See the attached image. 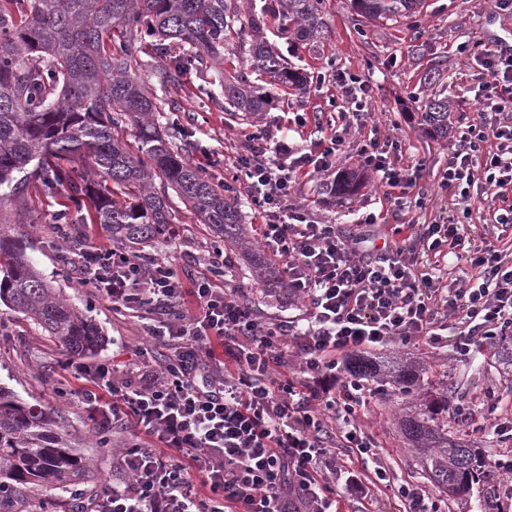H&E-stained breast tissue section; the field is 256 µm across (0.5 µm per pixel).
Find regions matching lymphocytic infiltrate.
<instances>
[{"label": "lymphocytic infiltrate", "instance_id": "f902f5d3", "mask_svg": "<svg viewBox=\"0 0 512 512\" xmlns=\"http://www.w3.org/2000/svg\"><path fill=\"white\" fill-rule=\"evenodd\" d=\"M467 67L478 72L481 118L457 136L440 187L456 207L490 198L495 223L511 225L512 53L488 49ZM343 144L335 133L320 152H304L259 133L234 161L263 219L257 241L281 263L289 296L309 304L305 325L285 330L259 319L221 288L222 250L187 288L166 262L145 265L115 247L73 244L82 283L114 310L137 312L146 342L166 351L137 364L130 382L105 363L85 376L88 401L103 392L112 398L104 423L128 422L146 436L120 449L122 477L91 512H338V480L361 482L368 495L386 472L359 480L335 452L371 455L354 422L366 403L364 384L343 380L324 402L317 378L395 339L439 344L449 334L463 359L483 340L512 335V261L491 242L473 244L455 217L392 240L375 258L335 225L308 221L293 189L306 168L335 169ZM359 155L392 189H411L423 176L421 165L404 163L395 136L373 135ZM445 250L469 273L448 281L434 271L431 256Z\"/></svg>", "mask_w": 512, "mask_h": 512}]
</instances>
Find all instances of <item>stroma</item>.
<instances>
[{
  "label": "stroma",
  "instance_id": "stroma-1",
  "mask_svg": "<svg viewBox=\"0 0 512 512\" xmlns=\"http://www.w3.org/2000/svg\"><path fill=\"white\" fill-rule=\"evenodd\" d=\"M320 13L323 33L311 44H287L278 34L279 20L271 17L263 30L275 51L310 76L307 93L272 89L269 77L263 75L256 87L274 93L266 112L236 117L225 112L223 97L212 93L213 84L219 76L248 70L250 34L245 31L226 44L220 70L191 68L183 74L175 94L182 109L171 115L178 123L173 133L185 157L206 166L209 175L225 184L227 195L240 201L245 227L250 230L261 218L244 189V178L231 165L234 156L245 152L249 135L263 130L277 137L285 134L292 144L307 149L329 137L332 130L342 131L345 154L338 167L361 175L359 190L351 196L332 197L327 192L332 176L316 173L300 179L295 201L311 220L336 225L341 235L366 238L368 246L382 250L391 240L394 225H412L419 234L437 215L444 197L439 187L441 173L457 133L479 119L478 82L465 76V56L488 48L512 50V9L496 8L494 0H424L415 20L371 23L356 13L351 0H320ZM344 74L368 82L370 121L401 140L404 161L424 164V177L417 187L424 195L422 206H395L387 188L359 158L358 144L369 131L345 127L348 105L337 81ZM438 91L448 98V135L443 139L426 134L417 121L421 105ZM25 201L29 209L25 219L10 207H0V230L24 248L57 295L102 330L105 346L97 355L83 357L84 367L108 362L118 378L130 377L142 342L136 318L113 311L111 301L78 283L72 253L51 230L57 212L68 203L67 196L32 188ZM171 204L179 236L133 246V253L146 261L170 263L188 282L200 271L207 247L221 244L226 262L224 287L235 290L262 318L285 322L302 314V307L289 301L286 289L253 276L245 249L222 242L179 197H172ZM489 206V200H472L466 223L473 238L494 240L496 248L512 259V227L490 224ZM365 212L376 215V224L358 225L359 215ZM368 356L383 374L366 379L372 395L359 409L357 422L373 444L374 455L365 464L372 469L383 467L388 484L368 497L357 487L337 485L339 512H403L397 491L407 485L423 488L426 502L441 507L442 512H512V473L504 471L512 463V437H501L489 426L475 427L464 418L465 413H478L489 396L498 414L512 419V375L501 365L499 347L484 345L462 361L453 358L447 346L394 340L369 351ZM69 359L38 325L0 304V385L14 391L21 402L58 413L71 432L84 440L83 453L90 465L75 489L65 493L64 501L72 512H87L93 499L112 485L114 447L129 442L134 432L125 425L100 430V414L85 404ZM398 367L417 375L409 395H394L386 377L387 371ZM437 397L448 401L444 419L449 431L480 449L492 464L487 480L462 497L448 496L433 484L399 427L405 413Z\"/></svg>",
  "mask_w": 512,
  "mask_h": 512
}]
</instances>
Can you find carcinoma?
I'll list each match as a JSON object with an SVG mask.
<instances>
[{
    "label": "carcinoma",
    "instance_id": "1",
    "mask_svg": "<svg viewBox=\"0 0 512 512\" xmlns=\"http://www.w3.org/2000/svg\"><path fill=\"white\" fill-rule=\"evenodd\" d=\"M0 4V202L24 205L28 167L41 186H65L77 210L93 209L120 245L148 243L169 229L173 208L159 178L190 203L203 223L230 241L243 238L241 207L224 196V186L191 163L182 147L160 124L169 88L188 68L224 60L228 34L241 21L238 0H26L23 17ZM365 19L411 18L421 0H353ZM282 20L280 34L301 42L323 33L318 0H268L261 13ZM263 20L251 18V65L274 84L306 91L308 80L273 51L260 33ZM179 46L175 65L155 73L158 90L132 68L140 35ZM224 101L236 112L265 111L267 97L251 89L246 74L220 84ZM419 122L434 137L448 136V98L434 95ZM138 130L139 154L129 151L118 131ZM78 158L83 170L71 175L61 161ZM112 181L107 187L106 181ZM129 191L132 202L110 192ZM252 272L263 281L287 282L259 255L250 254ZM0 302L37 324L69 354L94 355L105 337L92 320L61 299L24 252L0 238ZM415 375L401 369L392 375L396 390L407 393ZM448 401L430 400L402 421L404 433L421 454L431 480L454 496L467 494L487 479V462L475 448L448 437L437 416ZM65 421L35 405L27 406L0 386V512L5 500L29 484L68 491L88 468Z\"/></svg>",
    "mask_w": 512,
    "mask_h": 512
}]
</instances>
